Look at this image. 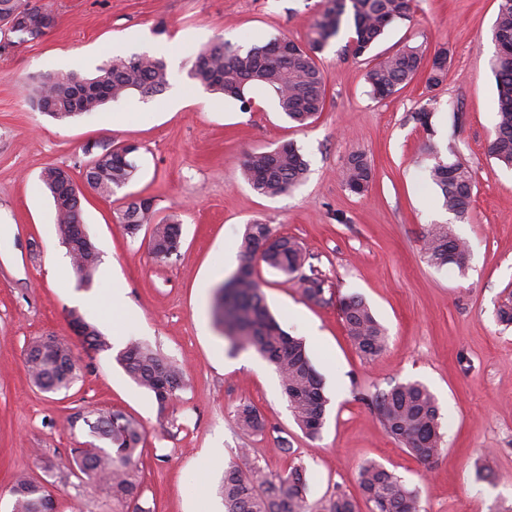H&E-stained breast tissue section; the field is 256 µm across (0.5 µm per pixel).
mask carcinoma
Returning a JSON list of instances; mask_svg holds the SVG:
<instances>
[{
  "label": "carcinoma",
  "instance_id": "1",
  "mask_svg": "<svg viewBox=\"0 0 512 512\" xmlns=\"http://www.w3.org/2000/svg\"><path fill=\"white\" fill-rule=\"evenodd\" d=\"M24 3L32 5L34 16L43 27L42 35L56 27V13L41 0L33 4L30 0H0V20L14 17ZM410 12L411 0H332V6L311 28L306 45L287 37L249 48L219 41L197 55L187 77L197 88L239 102L243 111L251 109L247 90L255 85L266 87L275 93L280 112L297 126L305 127L318 118L325 105L326 82L316 62L317 54L339 34L343 21L350 22L354 30L347 52L361 57L388 27L409 19ZM493 40L497 100L489 153L511 167L512 0H501L499 4ZM447 59L445 48L435 52L428 62L418 49L406 48L377 58L366 72V81L375 97L386 98L410 83L426 65L428 83L437 86L445 77ZM168 85V68L163 59L146 54L115 55L99 65L90 78L76 72L46 73L29 85L27 99L34 110L66 120L97 112L133 92L160 94ZM138 151L136 144L126 148L114 144L110 153L101 148L95 167L82 171L84 184L101 196H112L134 179L138 166L133 155ZM307 168L301 150L287 142L270 151L249 154L242 177L256 193L277 197L303 180ZM426 172L440 192L442 207L460 220L465 218L473 196L469 168L458 160L448 162L435 151ZM41 178L55 205L57 236L68 249L79 281L88 284L101 258L91 239L72 238V225L82 222L83 192L67 168L48 167ZM341 179L353 193L366 191L372 180L367 157L362 153L349 156ZM155 213L154 199L140 197L127 205L119 222L132 238L143 227H149L153 254L166 258L181 243V231L175 221L152 223ZM423 249L427 262L434 267L447 266L460 272L468 268L469 246L446 224L430 225ZM239 252L240 265L215 294V322L231 349H254L275 367L294 421L305 435L315 438L323 428L328 405L323 379L313 367L303 340L287 333L270 313L255 278V265L260 261L286 276L301 273L304 292L314 301L323 300L326 281L314 266H306L307 257L294 240L274 234L269 225L259 221L246 225ZM338 305L356 348L366 357L380 354L386 345V334L367 303L358 296H344L338 298ZM72 322L84 328L82 341L87 348L98 352L112 349L111 338L96 325L77 314ZM116 360L128 377L152 392L161 405L183 387L178 367L146 345L130 343L119 351ZM26 365L33 383L48 391L69 388L80 370L79 359L61 340L49 344L34 341L28 347ZM370 404L384 428L416 458L429 461L439 455L443 445L439 412L434 396L423 384L397 383L377 391ZM77 419L83 422L92 441L88 450H72L69 467L110 489L113 501L131 512H153V508L142 505L137 480L143 455L139 424L115 410H94ZM235 421L246 433H261L267 427L259 412L247 404L237 409ZM308 488L303 466H293L284 474L263 475L243 452L239 461L224 470V512H357L354 500L344 494L311 503L307 499ZM359 488L369 512H421L416 492L376 463L360 467ZM10 494L13 512H53L51 492L27 475L14 479Z\"/></svg>",
  "mask_w": 512,
  "mask_h": 512
}]
</instances>
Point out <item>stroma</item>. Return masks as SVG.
<instances>
[{
	"label": "stroma",
	"mask_w": 512,
	"mask_h": 512,
	"mask_svg": "<svg viewBox=\"0 0 512 512\" xmlns=\"http://www.w3.org/2000/svg\"><path fill=\"white\" fill-rule=\"evenodd\" d=\"M56 27L41 40L0 48V512H12L16 473L47 483L55 512H121L105 486L70 471L71 449L88 435L82 412L118 410L141 425L142 503L155 512H223L224 466L248 449L262 473L306 468L309 502L336 493L359 498L358 470L382 464L415 489L422 512H495L512 505V325L496 310L512 299V168L493 158L497 98L492 27L500 0H412L411 17L391 25L371 56L343 48L342 27L320 54L325 107L299 129L274 93L249 91L250 111L191 88L196 55L223 40L250 47L285 35L303 41L328 0H50ZM165 33H157L158 23ZM417 47L448 51L436 86L427 72L393 95L374 97L365 75L372 56ZM115 54L163 58L169 87L133 94L103 110L60 121L33 111L23 92L47 72L94 74ZM431 114L429 126L413 115ZM134 143L138 171L106 198L85 189L82 221L102 256L81 285L55 233L53 199L39 177L51 165L81 178L87 142ZM291 142L309 163L306 179L280 196L254 192L246 156ZM472 173L467 219L442 208L423 166L429 146ZM370 160L373 178L350 192L340 171L350 154ZM151 197L158 218L174 217L181 246L155 257L145 235L128 237L116 214ZM269 224L311 254L330 288L307 299L299 279L258 265L271 311L303 338L329 399L317 438L296 425L278 373L252 349L231 352L213 316L217 288L237 270L247 224ZM447 224L470 246L465 272L430 266L422 251L429 225ZM125 297L113 306L112 291ZM356 294L386 328L385 349L363 357L351 344L339 296ZM81 315L112 338L88 351L71 325ZM67 340L80 360L70 389L46 392L27 375L26 350L38 337ZM138 341L180 366L184 386L166 405L134 384L116 362ZM420 382L435 396L443 450L424 463L383 427L370 397L388 384ZM254 406L264 432L238 430L240 405ZM292 451L280 453L277 437Z\"/></svg>",
	"instance_id": "stroma-1"
}]
</instances>
